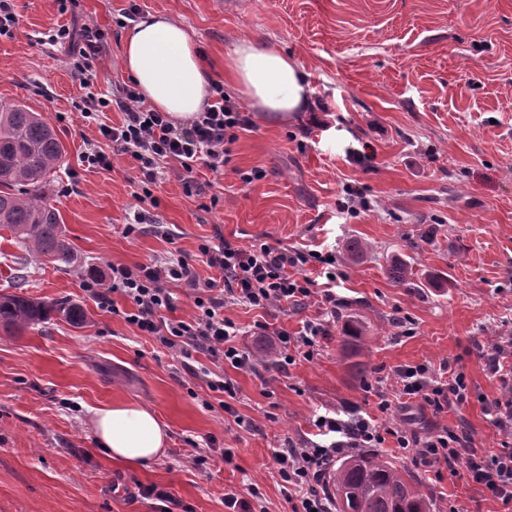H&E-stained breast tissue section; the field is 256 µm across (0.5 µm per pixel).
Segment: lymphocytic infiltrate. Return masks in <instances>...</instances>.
<instances>
[{
  "label": "lymphocytic infiltrate",
  "mask_w": 512,
  "mask_h": 512,
  "mask_svg": "<svg viewBox=\"0 0 512 512\" xmlns=\"http://www.w3.org/2000/svg\"><path fill=\"white\" fill-rule=\"evenodd\" d=\"M51 40L72 46L74 69L85 90L81 97L84 113L90 115L113 105L121 114L119 123L99 124L102 140L83 153V162L108 169L113 157H130L139 171L140 201L157 205L152 188L158 183V167L163 163L172 165L185 193L205 194L207 185L199 180L198 169L223 174L240 132L254 125L249 113L225 96L220 83L213 86L215 100L198 117L182 124L146 106L134 83L121 86L115 100L95 97L89 88L98 62L109 52L107 33L88 18L77 31L66 25L57 26ZM198 251L195 259L181 255L134 267L114 264L107 276L90 277L83 281L82 288L100 310L121 315L143 335L165 347L179 349L189 372L193 371L192 361L198 354L217 366L239 370L252 367L250 354L237 344L239 328L224 315L226 306L239 304L266 310L302 306L311 300L329 310L337 305L336 263L325 253H305L263 242L242 247L219 233L204 240ZM200 262L212 269V276H199L196 265ZM175 283L184 284L193 294L189 318L173 315L176 295L171 286ZM119 297L127 302V309L116 305ZM259 330L261 335L274 336L283 367L294 364L299 357L313 359L321 339L328 334L326 321L317 317L303 321L294 331L273 329L265 323L260 324ZM397 376L401 397L438 411L462 405L468 398L464 373L453 369L444 381L430 377L424 365L401 368ZM317 429L324 435L340 432L344 438L329 448L291 444L271 453L272 466L282 481L292 512H332L333 500L319 486L337 454L348 447H379L389 436L400 449H414L423 466L443 465L453 475L466 472L469 480L493 498L512 506L510 446L480 456L467 452L469 437L464 432L446 430L424 440L398 426L381 430L365 418L343 424L328 417Z\"/></svg>",
  "instance_id": "obj_1"
}]
</instances>
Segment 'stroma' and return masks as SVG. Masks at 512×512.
I'll return each mask as SVG.
<instances>
[{
  "instance_id": "stroma-1",
  "label": "stroma",
  "mask_w": 512,
  "mask_h": 512,
  "mask_svg": "<svg viewBox=\"0 0 512 512\" xmlns=\"http://www.w3.org/2000/svg\"><path fill=\"white\" fill-rule=\"evenodd\" d=\"M143 13L171 16L188 28L213 78L237 39L276 44L309 76L312 107L285 124L252 112L221 176L201 171L210 189L187 195L169 168L154 189L156 208L137 198L134 163L104 170L82 163L106 110L82 117V92L66 46L48 32L90 17L109 34V53L91 85L111 98L129 81L123 67L122 10L128 0H14L19 24L0 38V102L39 112L57 131L65 160L54 198L72 245L70 265L40 261L0 230V294L64 301L83 308L76 325L63 312L18 331L0 328V512H154L139 485L172 492L188 512H225L224 491L258 489L266 512H290L271 466L286 441L330 445L315 420L376 419L418 437L465 429L478 453L496 452L512 432L495 426L488 405L512 395V0H137ZM376 152L367 163L354 153ZM262 171L261 179L246 174ZM366 199L341 212L344 185ZM218 205H211V197ZM149 220L126 234L138 212ZM222 233L241 246L265 242L336 255L343 302L313 360L280 367H225L236 389L232 412L188 373L179 353L98 309L81 282L110 264L135 266L196 255ZM363 252L351 259L348 239ZM400 257L410 285L391 283ZM23 281H16V274ZM226 317L246 330L258 352L255 322L296 330L316 305L267 311L234 305ZM359 323L365 338L347 342L342 327ZM498 352L503 369L486 365ZM466 376L469 398L441 413L399 396L397 369L440 363ZM390 403L380 410V399ZM133 401L154 409L170 428L164 458L144 468L111 463L84 425L90 408ZM245 418L237 425L235 416ZM231 462H224L225 450ZM211 464L192 468L190 451ZM382 452L423 486L439 512H503L501 501L466 474L436 477L411 452L387 439Z\"/></svg>"
}]
</instances>
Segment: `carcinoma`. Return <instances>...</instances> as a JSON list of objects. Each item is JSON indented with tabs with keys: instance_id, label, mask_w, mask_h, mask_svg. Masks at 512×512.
Here are the masks:
<instances>
[{
	"instance_id": "1",
	"label": "carcinoma",
	"mask_w": 512,
	"mask_h": 512,
	"mask_svg": "<svg viewBox=\"0 0 512 512\" xmlns=\"http://www.w3.org/2000/svg\"><path fill=\"white\" fill-rule=\"evenodd\" d=\"M63 158L60 137L38 113L20 104L0 103V229L8 230L33 255L69 263L73 251L52 199V183ZM410 275L403 260L388 267L396 285L407 284ZM57 306L72 323L84 322L78 305L0 294V326L30 328ZM327 489L336 512H435L433 500L420 490L418 481L371 448L341 457L328 474Z\"/></svg>"
}]
</instances>
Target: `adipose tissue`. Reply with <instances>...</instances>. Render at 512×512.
Here are the masks:
<instances>
[{
	"instance_id": "ef3b65f1",
	"label": "adipose tissue",
	"mask_w": 512,
	"mask_h": 512,
	"mask_svg": "<svg viewBox=\"0 0 512 512\" xmlns=\"http://www.w3.org/2000/svg\"><path fill=\"white\" fill-rule=\"evenodd\" d=\"M123 63L146 103L178 122L193 119L213 97V75L183 25L146 14L124 33ZM229 70L238 93L272 123L309 111L311 89L302 66L275 45L249 38L237 41ZM88 427L99 448L118 465L141 468L165 454L169 428L149 407L114 402L94 408Z\"/></svg>"
}]
</instances>
